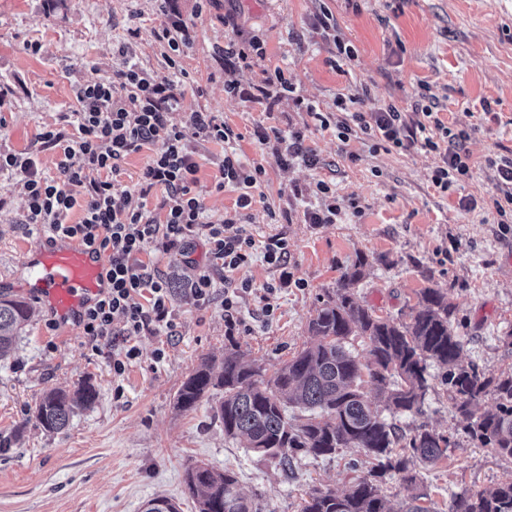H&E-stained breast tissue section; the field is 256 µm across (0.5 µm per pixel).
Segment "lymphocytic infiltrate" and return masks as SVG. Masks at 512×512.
<instances>
[{
	"instance_id": "f902f5d3",
	"label": "lymphocytic infiltrate",
	"mask_w": 512,
	"mask_h": 512,
	"mask_svg": "<svg viewBox=\"0 0 512 512\" xmlns=\"http://www.w3.org/2000/svg\"><path fill=\"white\" fill-rule=\"evenodd\" d=\"M115 76V81L95 82L78 90L76 108L64 117L74 128L72 134L42 133L44 148L63 153L59 178L39 172L34 158L12 153H0V174L18 177L26 197L27 223L48 229L51 236L77 240L104 256L109 287L85 311L80 325L88 347H98L110 337L120 340L112 357V376L117 379L139 359L140 337L174 327L170 283L147 261L151 251L188 252L196 241H203L209 262L195 266L191 293L197 303L206 304L216 286H223L224 324L231 332L248 330L240 301L253 291L251 281L234 279L235 271L250 264L255 254H262L267 264L281 271L277 282L264 287L268 298L278 288L287 287L291 277L284 270L287 237L275 234L259 240L243 223V212L251 207L253 192L262 183L261 166L249 169L233 156H225L215 188L220 191L230 183L241 193L237 213L220 221L209 219L197 191L198 152L190 145V137L228 143L235 140V132L209 112L191 113L189 128L178 127L169 120L170 112L180 105L176 85L154 81L146 71L126 62ZM314 118L321 127L336 126L344 141L358 130L386 151L418 146L437 152L441 163L431 181L440 191H448L473 174L464 147L466 133L452 132L431 110H423L416 119L392 105L350 112L336 122L320 112ZM254 135L261 144H275L284 164H317L315 154L304 148L301 132L259 126ZM145 149L150 156L135 187L123 185L119 179L123 161ZM76 156L81 159L77 165L72 162ZM157 188L163 195L152 211L147 201ZM77 207L82 217L69 223L68 216Z\"/></svg>"
}]
</instances>
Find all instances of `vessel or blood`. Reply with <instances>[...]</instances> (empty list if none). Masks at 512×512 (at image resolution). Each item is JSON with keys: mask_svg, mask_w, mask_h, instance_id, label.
<instances>
[{"mask_svg": "<svg viewBox=\"0 0 512 512\" xmlns=\"http://www.w3.org/2000/svg\"><path fill=\"white\" fill-rule=\"evenodd\" d=\"M23 263L31 273V292L66 326L77 323L108 286L103 257L65 237L25 249Z\"/></svg>", "mask_w": 512, "mask_h": 512, "instance_id": "obj_1", "label": "vessel or blood"}]
</instances>
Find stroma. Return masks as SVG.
<instances>
[{
    "instance_id": "1",
    "label": "stroma",
    "mask_w": 512,
    "mask_h": 512,
    "mask_svg": "<svg viewBox=\"0 0 512 512\" xmlns=\"http://www.w3.org/2000/svg\"><path fill=\"white\" fill-rule=\"evenodd\" d=\"M325 13L324 27L318 19ZM170 16L186 21L191 34L180 58L191 76L184 84L165 60L167 46L153 36ZM254 36L262 53L251 67L225 62L221 50L230 39ZM34 41L41 45L36 54L29 49ZM341 44L353 57L338 52ZM121 46L155 81L179 83L173 124L185 128L191 113L211 112L237 132L227 147L195 143L197 190L211 220L234 212L239 195L230 186L215 189L225 151L264 168L261 195L245 222L255 236L287 237L294 284L264 315L257 291L281 271L254 257L239 272L255 288L242 303L250 329L232 336L224 327L223 291L200 306L189 289L174 290L173 332L141 337L139 359L113 380L111 341L96 351L83 346L81 327L62 331L28 290L19 255L44 233L26 224L16 179L0 175V292L34 309L14 353L0 360V512H142L157 497L195 512L184 476L198 463L233 469L260 512H299L312 488H348L370 467L361 453L304 458L285 473L248 453L244 442L226 439L209 402L185 412L174 403L201 360L222 358L229 343L270 372L291 359L308 340L319 297L335 292L360 256L368 261L355 287L361 304L404 320L420 289H439L456 307L465 362L488 375L512 368V349L503 343L512 331V266L505 264L512 230L502 228L493 206L489 165L512 150V0H0V153L32 156L44 175L57 176L63 153L43 149L40 136L66 129L63 117L74 109L77 89L111 79ZM278 69L291 90L275 86L271 98L256 96V86ZM363 94L372 107H431L453 131H465L472 177L440 192L431 183L438 153L387 152L360 132L344 142L336 127H321L306 112L311 104L337 119L338 97ZM259 124L302 131L317 166L283 165L272 145L254 138ZM352 153L357 162L349 161ZM321 180L338 199L356 198L358 212L333 224L305 223V208L320 202L314 190ZM463 198L475 199L476 208H461ZM428 371L423 413L396 422L456 432L464 421L439 384V369ZM86 381L97 390L96 402L77 411L65 430L45 433L35 419L43 392ZM416 469L431 512H448L451 493L512 477L511 460L464 437L448 459Z\"/></svg>"
}]
</instances>
